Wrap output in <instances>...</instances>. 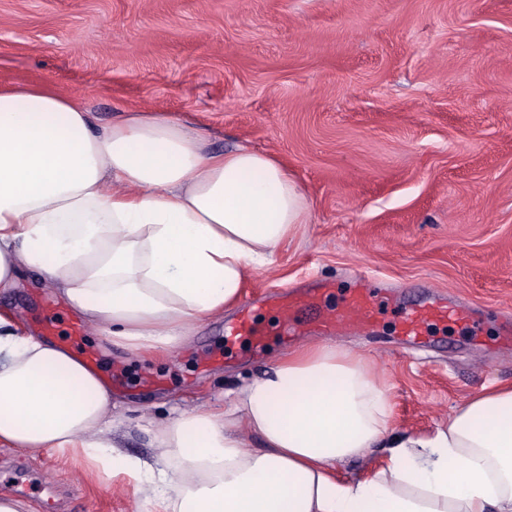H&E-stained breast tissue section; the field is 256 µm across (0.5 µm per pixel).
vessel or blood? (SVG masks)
Returning <instances> with one entry per match:
<instances>
[{"label": "vessel or blood", "instance_id": "vessel-or-blood-1", "mask_svg": "<svg viewBox=\"0 0 512 512\" xmlns=\"http://www.w3.org/2000/svg\"><path fill=\"white\" fill-rule=\"evenodd\" d=\"M384 296L365 276H357L354 285L344 296H337L334 285L322 283L314 288H302L283 294H265L262 301H246L236 319L224 329L227 344L249 342L254 353H261L265 334L257 326L253 311L262 303L277 309L283 332L293 338L303 334L304 323L300 317L303 309L313 308L319 315L315 328L331 336L339 332H361L374 329L382 320L379 303ZM475 324L477 318L472 308L448 306L441 298L414 304L399 312L395 320L398 336L409 346L425 343L428 327L434 322Z\"/></svg>", "mask_w": 512, "mask_h": 512}]
</instances>
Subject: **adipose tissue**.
I'll return each instance as SVG.
<instances>
[{
  "label": "adipose tissue",
  "mask_w": 512,
  "mask_h": 512,
  "mask_svg": "<svg viewBox=\"0 0 512 512\" xmlns=\"http://www.w3.org/2000/svg\"><path fill=\"white\" fill-rule=\"evenodd\" d=\"M275 156L215 151L143 109L96 127L44 83L0 84V292L37 272L133 354L166 357L238 303L249 272L308 219ZM112 389L0 311V447L71 452L162 512H512V383L432 432H396L372 360L327 342L280 356L224 402L180 412L124 453ZM377 455L343 476L339 463Z\"/></svg>",
  "instance_id": "obj_1"
}]
</instances>
